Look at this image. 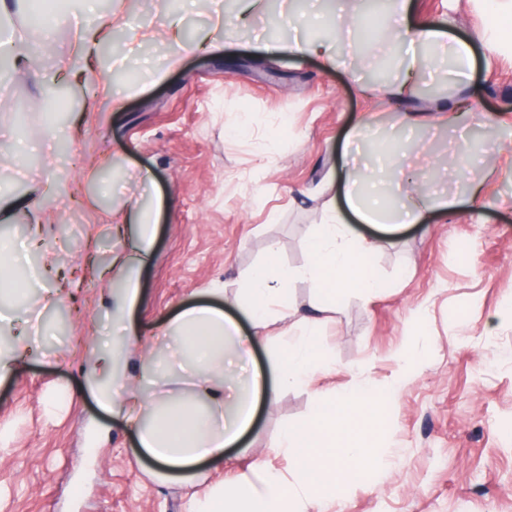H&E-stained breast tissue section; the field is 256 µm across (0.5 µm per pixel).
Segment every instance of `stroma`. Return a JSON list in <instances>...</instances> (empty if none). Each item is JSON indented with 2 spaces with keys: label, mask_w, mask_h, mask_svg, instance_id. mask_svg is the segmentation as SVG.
<instances>
[{
  "label": "stroma",
  "mask_w": 512,
  "mask_h": 512,
  "mask_svg": "<svg viewBox=\"0 0 512 512\" xmlns=\"http://www.w3.org/2000/svg\"><path fill=\"white\" fill-rule=\"evenodd\" d=\"M415 21L449 27L472 40L469 109L450 117L440 106L458 88L445 79L447 45L422 46L435 67L419 83L434 89L427 106L391 104L409 43L358 16L355 0H302L283 9L261 0L247 25L235 0H96L120 23L103 39L93 71L72 82L59 61L74 46V18L54 24L38 66L0 75V195L20 200L0 223L23 258L20 295L5 305L40 312L39 348L0 380V512H193L177 484L155 480L137 446L138 429L103 411L81 366L114 338L106 274L133 235L117 236L116 212H150L155 234L133 318L144 335L124 394L138 391L146 361L167 359L168 322L185 307H228L241 270L261 264L269 243L291 266L320 222L331 185L354 163L367 165L389 198L412 188L458 200L457 211L428 215L408 230L380 236L374 264L378 294L352 292L318 324L331 368L313 384L262 402L256 423L231 463L208 469L197 487L263 469L288 474L272 443L290 423L308 420L320 394L366 380L395 399L377 446L378 468L348 482L332 512H512V51L488 52L478 37L494 21L490 0H413ZM341 56L333 70L313 57L275 56L262 46L310 36V11ZM183 19L170 41L172 17ZM223 22L221 49L198 43ZM156 37L136 43L133 29ZM109 84L112 110L99 94ZM421 110L419 126L403 122ZM483 196L471 208L468 185ZM46 230L31 244L30 209ZM54 246L70 281L58 305L42 307L35 281L41 252ZM410 349L402 371L396 354Z\"/></svg>",
  "instance_id": "1"
}]
</instances>
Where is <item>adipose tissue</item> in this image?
Returning <instances> with one entry per match:
<instances>
[{
    "instance_id": "obj_1",
    "label": "adipose tissue",
    "mask_w": 512,
    "mask_h": 512,
    "mask_svg": "<svg viewBox=\"0 0 512 512\" xmlns=\"http://www.w3.org/2000/svg\"><path fill=\"white\" fill-rule=\"evenodd\" d=\"M265 50L273 55L313 56L328 70L338 64L335 44L329 40L295 39L266 45ZM456 205V200L445 197L425 201L411 195L387 207L379 181H372L363 190L356 178H347L342 205L325 208L306 242L304 265L291 268L278 262L276 246H269L265 264L240 274L245 297L236 302V315L201 304L185 308L169 321L167 334L181 356L178 369L166 375L156 370L142 373L144 387L139 392L143 421L139 444L156 463L157 476L188 485L198 475L201 462L221 468L227 448L251 429L260 396L272 397L282 390L310 384L326 367L317 333L310 328L270 352L273 384L265 386L259 374L250 369L255 340L243 335L240 322L248 320L253 329L260 330L288 319L290 287L298 280L313 284L310 307L316 313L326 312L349 290L370 295L382 288L372 262L377 241L357 235L346 214H353L360 223L392 231L422 222L427 212L443 214ZM138 240L134 254L114 259L123 283L112 295L113 323L120 331V340L109 354H93L83 367L100 407L117 415L126 409L117 386L127 378L128 358L140 334L132 311L140 296L141 271L152 248L149 219H140ZM166 380L179 384L180 397L162 400L156 396L155 386Z\"/></svg>"
}]
</instances>
